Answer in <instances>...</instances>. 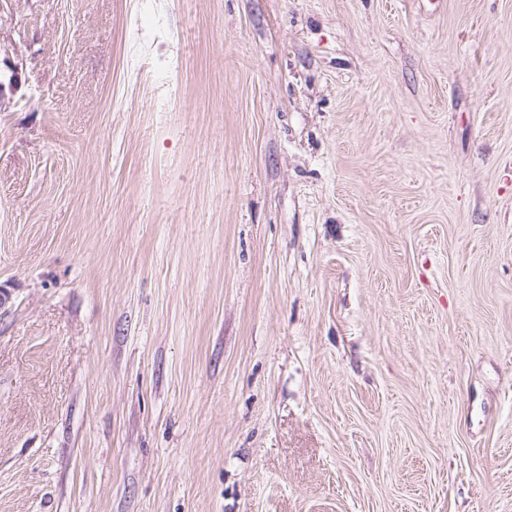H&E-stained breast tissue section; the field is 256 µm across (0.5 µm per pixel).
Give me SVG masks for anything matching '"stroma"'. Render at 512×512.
<instances>
[{
	"mask_svg": "<svg viewBox=\"0 0 512 512\" xmlns=\"http://www.w3.org/2000/svg\"><path fill=\"white\" fill-rule=\"evenodd\" d=\"M0 65V512H512V0H0Z\"/></svg>",
	"mask_w": 512,
	"mask_h": 512,
	"instance_id": "35a3bbf8",
	"label": "stroma"
}]
</instances>
